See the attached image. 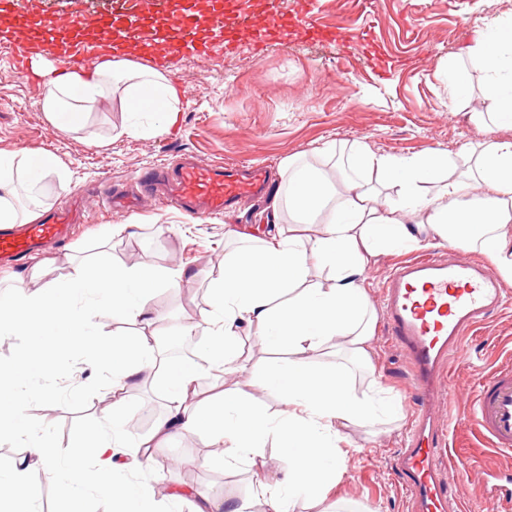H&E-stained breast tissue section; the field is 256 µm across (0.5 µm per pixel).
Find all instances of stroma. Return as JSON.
Masks as SVG:
<instances>
[{
  "instance_id": "35a3bbf8",
  "label": "stroma",
  "mask_w": 512,
  "mask_h": 512,
  "mask_svg": "<svg viewBox=\"0 0 512 512\" xmlns=\"http://www.w3.org/2000/svg\"><path fill=\"white\" fill-rule=\"evenodd\" d=\"M14 9L40 19L79 12L94 23L111 14L112 0H17ZM496 14L512 15V0H316L312 21L339 33L336 42L292 39L258 55L247 35L227 55L129 54L128 62L168 69L183 92L175 122L162 134L138 138L120 133L130 115L118 88L97 104L81 129L61 132L40 110L44 85H29L14 64L16 37H0V154L48 153L57 159L69 188L60 191L58 174H45L37 202L42 214L64 208L78 196L96 204L87 223L67 237L18 263L0 264V294L11 291L15 275L28 273L42 259L50 261L42 278L51 281L104 247L118 263L172 269L183 265L197 271L183 290L155 291L153 308L165 326L181 313L208 309L211 283L219 274L212 266L214 257L234 250L238 234L262 227L270 196L262 194L200 220L168 205L156 191L146 193L131 210L102 207V200L122 194L138 174L186 158L227 168L263 163L273 185L282 160L291 156L332 168L334 156L320 152L326 144L334 145L337 154L358 147L390 156L438 151L460 162L475 143L512 141V125L482 127L470 120L471 112L487 110L490 101L485 73L472 63L468 48L482 32L484 17ZM451 60L468 68L466 93H457L440 78ZM118 224L127 225V232L112 235ZM504 289L506 306L465 338L471 359L446 365L456 414H449L445 401L434 405L438 419L450 417L455 423L453 452L467 467L462 478L466 512H502L497 502L482 499L481 484L486 471L512 473V458L486 448L466 414L480 381L512 363V283ZM371 344L367 364L332 349L316 362L346 369L357 394L381 388L395 413L347 423L342 445L350 454L340 481L321 507L298 499L293 512H409L395 460L421 400L383 319L375 321ZM282 361L279 355L257 359L253 373L233 379L235 388L251 395L273 418L282 405L255 382L257 374ZM28 390L26 413L46 428L60 456L78 449L84 431L102 417L106 383L101 377L86 373L67 384L58 374L36 371ZM173 457L180 458V465H170ZM153 458L159 490L200 484L213 497L244 501L251 512H265L256 491L257 473L246 466H224L202 438L172 441L154 449Z\"/></svg>"
}]
</instances>
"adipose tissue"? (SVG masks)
<instances>
[{"instance_id":"1","label":"adipose tissue","mask_w":512,"mask_h":512,"mask_svg":"<svg viewBox=\"0 0 512 512\" xmlns=\"http://www.w3.org/2000/svg\"><path fill=\"white\" fill-rule=\"evenodd\" d=\"M469 55L484 68L493 102L492 109L471 113L472 122L512 124V16L487 18ZM119 76L132 82L126 111L145 108L154 115L151 125L133 121L123 134L164 132L179 110L181 92L156 67L107 61L60 72L46 80L41 109L55 125L79 129ZM353 163L383 180L387 194L356 181L339 187L313 164L284 160L268 231L242 237L212 282L202 350L217 379L227 384L250 369V359L238 351L246 328H255L263 348L288 349V361L259 381L261 390L277 393L284 407L277 419L227 387L201 398L195 365L165 357L152 295L159 287L180 288L188 269L104 259L75 264L62 279L42 285L17 277L13 290L0 295V331L42 341L43 354L32 364L0 363V402L10 407L0 416V430L18 437L24 448L10 468L0 470V512H36L39 489L28 481L36 467L57 480L67 512H85L82 493L90 486L108 496L112 512H151L153 489L138 475L154 448L175 436L206 438L226 464L254 467L264 455L266 437L276 434L286 450L285 463L279 476L258 483L271 512H289L299 497L322 502L339 482L348 456L338 445L339 425L368 416L377 402L354 393L337 369L315 366L311 359L336 339L370 361L374 316L360 280L370 261L424 243H460L478 248L503 279L512 281V141L477 145L459 166L442 153L393 157L362 149ZM56 166L48 155L33 163L24 156L0 157V224L37 221L38 209L21 215L10 201L18 171L26 169L28 190L36 195L43 173ZM285 211L291 216L287 223L281 220ZM315 269L327 271L326 287L308 284ZM95 317L129 322L143 333L111 339L93 331ZM63 345L80 356L73 375H108L109 402L86 447L61 461L50 437L28 419L23 384L33 370L54 369ZM153 380L163 381L168 410L151 435L132 434L124 394Z\"/></svg>"}]
</instances>
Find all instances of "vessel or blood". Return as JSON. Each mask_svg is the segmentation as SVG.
<instances>
[{"mask_svg":"<svg viewBox=\"0 0 512 512\" xmlns=\"http://www.w3.org/2000/svg\"><path fill=\"white\" fill-rule=\"evenodd\" d=\"M313 5L303 12L279 13L264 20L224 8L200 14L184 10L158 16L119 5L96 26L76 18L40 25L26 16L15 21L27 30L29 42L56 52L60 67H78L87 58L119 47L130 53L165 41L175 54L207 57L234 47L238 35L254 29L256 40L286 44L289 37L332 40L335 32L309 21ZM263 167H253L249 179L225 174L215 164L197 161L175 168L167 179L171 202L192 217L223 211L259 189ZM70 215L54 212L50 222L0 229V260H16L60 234ZM505 300L498 279L477 258L458 252L450 256L421 255L398 263L384 290L383 317L387 333L410 364V383L426 404L449 393L445 366L449 359H468L464 337ZM475 412L489 445L512 453V367L498 368L478 386ZM447 425L426 407L416 410L399 469L406 479L411 512H452L463 498L462 489H449L439 474L437 449Z\"/></svg>","mask_w":512,"mask_h":512,"instance_id":"b4317fda","label":"vessel or blood"}]
</instances>
